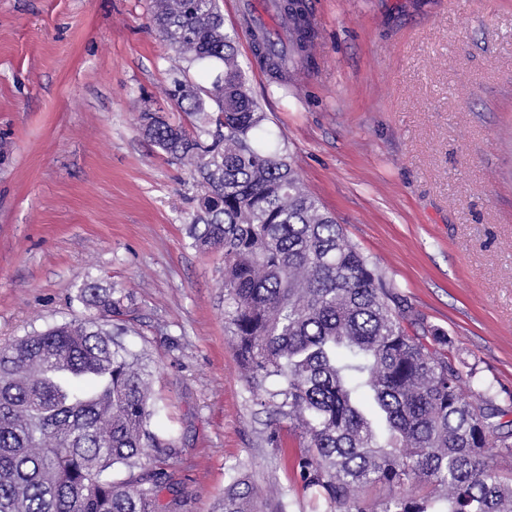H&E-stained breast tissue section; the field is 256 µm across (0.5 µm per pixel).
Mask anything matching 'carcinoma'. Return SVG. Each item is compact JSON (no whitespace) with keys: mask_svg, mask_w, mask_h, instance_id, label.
Wrapping results in <instances>:
<instances>
[{"mask_svg":"<svg viewBox=\"0 0 512 512\" xmlns=\"http://www.w3.org/2000/svg\"><path fill=\"white\" fill-rule=\"evenodd\" d=\"M153 0L175 56L221 68L209 88L175 78L165 96L189 117L142 114L144 135L204 187L187 233L224 250V323L260 404L302 433L288 460L314 512H512V407L445 353L450 340L404 326L394 288L307 190L249 95L217 0ZM294 55L312 40L302 0H279ZM273 83L292 58L255 37ZM124 289L87 279L82 316L0 345V512H179L178 449L152 430L140 354L119 344ZM277 388L271 390L268 385ZM123 468L127 477L113 478ZM381 484L372 501L360 492ZM220 512H254L249 477Z\"/></svg>","mask_w":512,"mask_h":512,"instance_id":"1","label":"carcinoma"}]
</instances>
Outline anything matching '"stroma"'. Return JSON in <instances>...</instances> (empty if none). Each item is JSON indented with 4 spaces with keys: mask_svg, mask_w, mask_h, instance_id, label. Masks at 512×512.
Returning <instances> with one entry per match:
<instances>
[{
    "mask_svg": "<svg viewBox=\"0 0 512 512\" xmlns=\"http://www.w3.org/2000/svg\"><path fill=\"white\" fill-rule=\"evenodd\" d=\"M243 2L218 0L224 28L307 189L449 356L512 392V0H305L314 62L284 89ZM151 12L0 0V342L78 316L86 279L125 286L181 512H219L242 472L259 512H311L225 333L224 253L187 236L200 187L141 132L183 117Z\"/></svg>",
    "mask_w": 512,
    "mask_h": 512,
    "instance_id": "1",
    "label": "stroma"
}]
</instances>
